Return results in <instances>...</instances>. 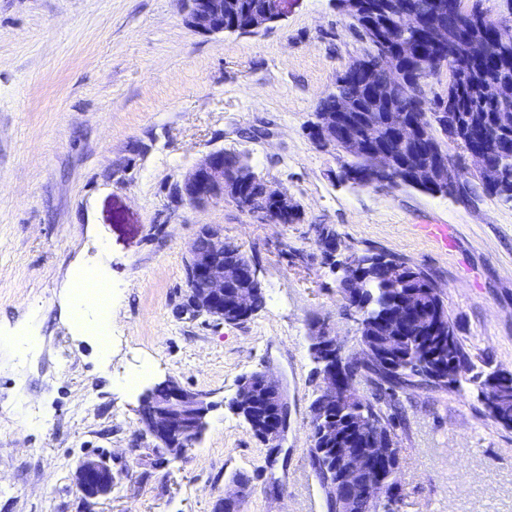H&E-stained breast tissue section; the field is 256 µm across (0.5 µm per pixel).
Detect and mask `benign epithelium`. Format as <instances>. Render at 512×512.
Here are the masks:
<instances>
[{"instance_id":"1","label":"benign epithelium","mask_w":512,"mask_h":512,"mask_svg":"<svg viewBox=\"0 0 512 512\" xmlns=\"http://www.w3.org/2000/svg\"><path fill=\"white\" fill-rule=\"evenodd\" d=\"M185 20L189 27L204 34H222L224 26V0H183ZM281 0H265L261 12L249 17L247 27L264 30L281 19ZM398 29L372 28L364 34L370 45L361 57L353 74V83L365 94L377 98L387 92L391 83L403 80V68L393 55L380 52V45L399 41ZM352 105L347 103L342 111L318 112L310 126L311 139L320 147L340 156L370 155V167L362 171L342 168L344 182L361 187L391 186L393 182L407 185L424 184L441 187L446 191L460 182V169L456 160L434 141L420 118L402 113L389 119L392 127V144L375 147L368 132L361 131L356 122L347 116ZM433 124L448 135V142L460 140L459 115L452 104L434 113ZM416 144L423 158L406 154L403 147ZM462 155L475 165V176L488 188H496L506 181L504 169L489 159L481 144L468 143ZM251 180L242 174L224 171V151L205 155L176 185L177 197L193 207H204L220 202L226 197L237 201L243 197L242 185ZM261 202L247 201L245 210L262 222L283 223L295 214V206L288 195L273 188L265 179L260 180ZM275 203L268 212L262 200ZM209 240V246H198L200 238ZM319 248L328 259L341 254V244L336 237L321 235ZM373 263L386 279H394L400 268L385 258L369 260L365 255L344 258L337 263L342 272V282L351 288L368 290V280L363 267ZM188 298L187 308L196 315H207L228 322L247 319L259 310L256 292L239 288L242 282L258 281L257 271L251 261L224 256V236L209 228L203 229L188 248ZM313 361L318 365L321 379L318 395L325 397V408L315 422L316 438L321 448L334 458L340 471L341 500L345 512H355V506L366 500L373 512L391 509L388 504L393 491L399 462L393 461L398 449L394 448L391 434L378 430L366 440L341 432L338 412L351 399L358 396V369L342 355L336 341L323 333L314 337L310 347ZM231 407L244 418L250 430L265 443L282 437L287 426V406L275 380L263 372L243 377ZM211 404L207 396L190 391L173 380L165 381L148 390L140 401L138 413L145 431L156 443V451L172 461L182 460L202 438L208 427ZM74 481L87 500L105 497L117 481L110 458L101 455L84 457L74 472ZM234 491L222 495L215 504V512H239L240 500L249 486L233 482Z\"/></svg>"}]
</instances>
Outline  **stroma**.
<instances>
[{
    "label": "stroma",
    "mask_w": 512,
    "mask_h": 512,
    "mask_svg": "<svg viewBox=\"0 0 512 512\" xmlns=\"http://www.w3.org/2000/svg\"><path fill=\"white\" fill-rule=\"evenodd\" d=\"M280 21L204 35L182 0H0V512H213L247 473L241 512H330L312 468V338L359 350L321 230L345 253L384 252L427 271L477 369L512 372V201L341 181L309 136L320 100L368 48L336 0H282ZM247 156L297 206L260 222L233 200L204 209L174 187L208 152ZM444 224L441 242L422 232ZM251 260L265 303L224 322L187 311L185 262L203 226ZM112 284L109 350L73 316V284ZM268 373L288 427L257 439L229 408ZM174 380L207 394L209 427L164 461L138 414ZM402 498L395 512H512V430L474 383L396 394ZM110 454L108 497L87 502L79 461Z\"/></svg>",
    "instance_id": "1"
}]
</instances>
